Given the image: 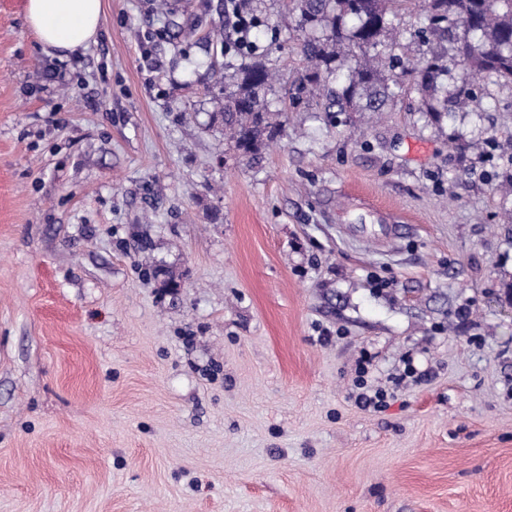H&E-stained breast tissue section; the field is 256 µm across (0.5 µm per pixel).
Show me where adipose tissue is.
<instances>
[{"mask_svg": "<svg viewBox=\"0 0 512 512\" xmlns=\"http://www.w3.org/2000/svg\"><path fill=\"white\" fill-rule=\"evenodd\" d=\"M104 0H25L26 23L43 50L68 54L98 34Z\"/></svg>", "mask_w": 512, "mask_h": 512, "instance_id": "obj_1", "label": "adipose tissue"}]
</instances>
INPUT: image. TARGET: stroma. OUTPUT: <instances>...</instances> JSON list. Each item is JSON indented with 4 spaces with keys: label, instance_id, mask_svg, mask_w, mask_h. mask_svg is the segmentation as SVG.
Wrapping results in <instances>:
<instances>
[{
    "label": "stroma",
    "instance_id": "stroma-1",
    "mask_svg": "<svg viewBox=\"0 0 512 512\" xmlns=\"http://www.w3.org/2000/svg\"><path fill=\"white\" fill-rule=\"evenodd\" d=\"M0 0V512H512V85L435 119L295 106L224 137L225 0H104L46 53ZM395 54L455 42L392 18ZM387 394L358 402V378Z\"/></svg>",
    "mask_w": 512,
    "mask_h": 512
}]
</instances>
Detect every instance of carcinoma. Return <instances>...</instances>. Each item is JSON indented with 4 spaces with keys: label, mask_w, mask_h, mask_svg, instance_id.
Returning a JSON list of instances; mask_svg holds the SVG:
<instances>
[{
    "label": "carcinoma",
    "mask_w": 512,
    "mask_h": 512,
    "mask_svg": "<svg viewBox=\"0 0 512 512\" xmlns=\"http://www.w3.org/2000/svg\"><path fill=\"white\" fill-rule=\"evenodd\" d=\"M388 0H293L298 25L305 32L300 52L309 69L291 93L292 104L302 94L323 90L339 112H382L393 96L391 84L406 77L423 91L442 71L439 58H421L401 72L395 56L376 53L392 28ZM428 25L415 33L453 31L460 26L478 36L459 40L458 55L467 73L492 72L512 82V0H421ZM346 70L344 82L328 88L333 76ZM271 70L256 61L242 63L233 76L235 90L224 97L225 135L244 154L256 152L268 128L276 124L259 91L272 81ZM425 111L439 119L448 114V101L428 96Z\"/></svg>",
    "instance_id": "cac0c4a2"
}]
</instances>
